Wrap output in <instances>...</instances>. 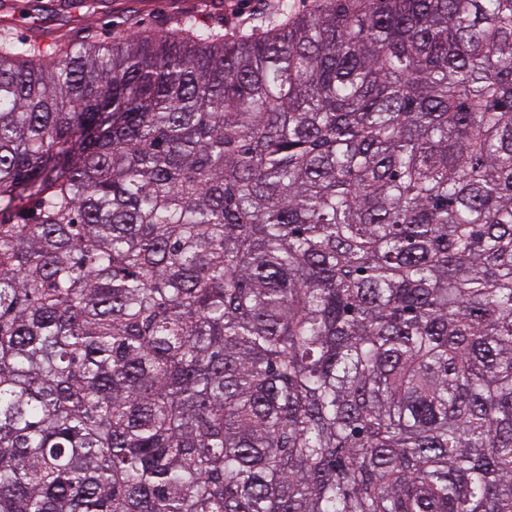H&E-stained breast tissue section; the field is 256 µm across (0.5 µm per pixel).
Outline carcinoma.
<instances>
[{
  "mask_svg": "<svg viewBox=\"0 0 512 512\" xmlns=\"http://www.w3.org/2000/svg\"><path fill=\"white\" fill-rule=\"evenodd\" d=\"M0 33V512H512V0Z\"/></svg>",
  "mask_w": 512,
  "mask_h": 512,
  "instance_id": "carcinoma-1",
  "label": "carcinoma"
}]
</instances>
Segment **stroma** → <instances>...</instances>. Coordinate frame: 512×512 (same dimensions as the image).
Listing matches in <instances>:
<instances>
[{"label": "stroma", "mask_w": 512, "mask_h": 512, "mask_svg": "<svg viewBox=\"0 0 512 512\" xmlns=\"http://www.w3.org/2000/svg\"><path fill=\"white\" fill-rule=\"evenodd\" d=\"M276 0H97L95 13L66 9L62 0H0V27L44 42L88 32L109 42L140 32L162 34L173 17L194 13L204 24L250 27L272 12Z\"/></svg>", "instance_id": "1"}]
</instances>
